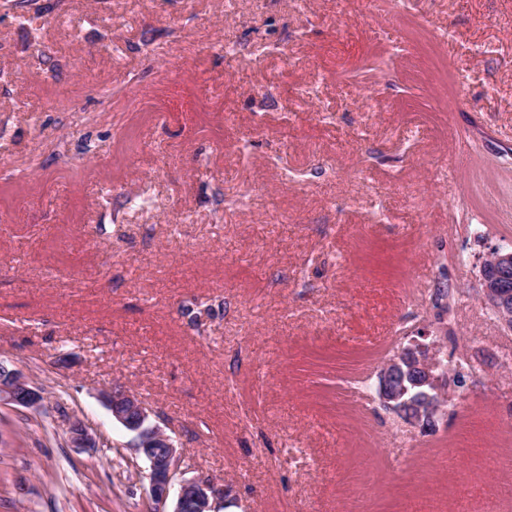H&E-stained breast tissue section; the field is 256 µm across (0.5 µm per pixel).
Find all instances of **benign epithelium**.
Masks as SVG:
<instances>
[{
    "label": "benign epithelium",
    "instance_id": "1",
    "mask_svg": "<svg viewBox=\"0 0 512 512\" xmlns=\"http://www.w3.org/2000/svg\"><path fill=\"white\" fill-rule=\"evenodd\" d=\"M480 293L496 312L505 327L512 328V249L495 247L487 254L480 269ZM381 401L389 409L399 411L404 421L426 430L444 412L448 397L447 364L442 357L438 337L422 331L408 339L396 354L380 368ZM421 388L419 400L406 398L405 381ZM112 418L134 434L135 448L149 462L148 478L154 508L151 512H167L165 506L174 479L180 472L181 454L173 447L169 436L157 424L150 423L149 413L138 395L114 386L101 393ZM41 392L23 378L19 371L0 362V404L34 407L41 404ZM75 448H93L96 436L79 419L68 431ZM226 490L206 476L183 479L172 512H220Z\"/></svg>",
    "mask_w": 512,
    "mask_h": 512
}]
</instances>
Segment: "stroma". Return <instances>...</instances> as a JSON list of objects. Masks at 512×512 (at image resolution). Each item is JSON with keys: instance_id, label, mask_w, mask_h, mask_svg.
Instances as JSON below:
<instances>
[{"instance_id": "1", "label": "stroma", "mask_w": 512, "mask_h": 512, "mask_svg": "<svg viewBox=\"0 0 512 512\" xmlns=\"http://www.w3.org/2000/svg\"><path fill=\"white\" fill-rule=\"evenodd\" d=\"M40 3L0 0V362L43 395L0 405V512H150L114 385L223 512H512V329L479 296L512 0ZM423 329L477 369L428 433L369 390Z\"/></svg>"}]
</instances>
